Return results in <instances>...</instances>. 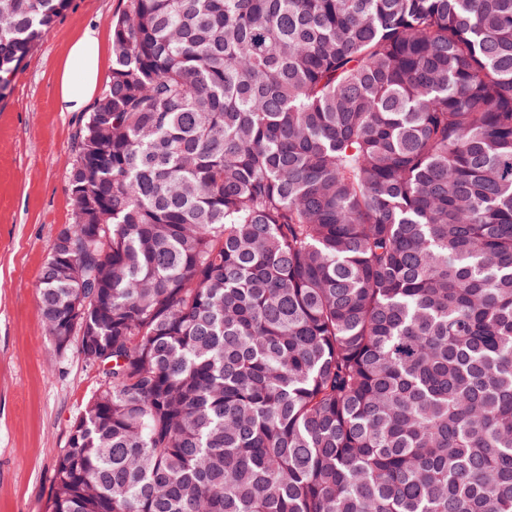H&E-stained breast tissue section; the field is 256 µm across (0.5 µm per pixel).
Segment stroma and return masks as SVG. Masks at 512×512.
Listing matches in <instances>:
<instances>
[{"label":"stroma","mask_w":512,"mask_h":512,"mask_svg":"<svg viewBox=\"0 0 512 512\" xmlns=\"http://www.w3.org/2000/svg\"><path fill=\"white\" fill-rule=\"evenodd\" d=\"M126 0H69L0 99V512H52L55 465L101 378L45 333L37 286L51 245L70 223L68 179L83 112L56 106L57 71L88 26L112 70V23Z\"/></svg>","instance_id":"35a3bbf8"}]
</instances>
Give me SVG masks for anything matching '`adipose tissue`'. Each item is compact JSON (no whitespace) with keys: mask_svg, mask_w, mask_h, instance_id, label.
I'll use <instances>...</instances> for the list:
<instances>
[{"mask_svg":"<svg viewBox=\"0 0 512 512\" xmlns=\"http://www.w3.org/2000/svg\"><path fill=\"white\" fill-rule=\"evenodd\" d=\"M103 46L95 27H87L72 43L58 74L57 105L63 112L84 111L96 91Z\"/></svg>","mask_w":512,"mask_h":512,"instance_id":"adipose-tissue-1","label":"adipose tissue"}]
</instances>
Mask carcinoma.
Returning a JSON list of instances; mask_svg holds the SVG:
<instances>
[{"label":"carcinoma","instance_id":"obj_1","mask_svg":"<svg viewBox=\"0 0 512 512\" xmlns=\"http://www.w3.org/2000/svg\"><path fill=\"white\" fill-rule=\"evenodd\" d=\"M68 190L52 512H512V0H127Z\"/></svg>","mask_w":512,"mask_h":512}]
</instances>
